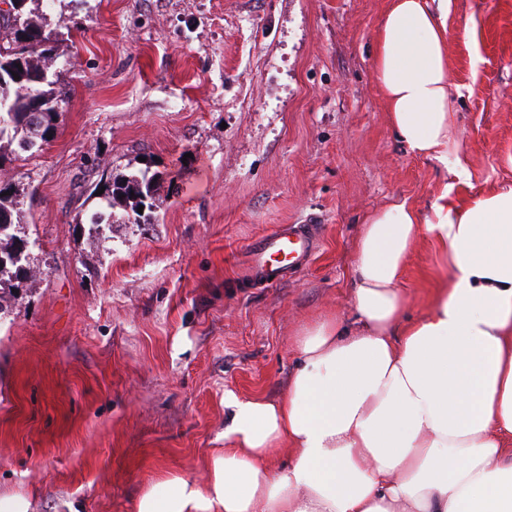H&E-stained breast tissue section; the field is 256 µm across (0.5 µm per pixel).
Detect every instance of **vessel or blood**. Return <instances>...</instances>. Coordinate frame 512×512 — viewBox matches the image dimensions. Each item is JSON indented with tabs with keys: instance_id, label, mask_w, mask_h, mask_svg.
<instances>
[{
	"instance_id": "1",
	"label": "vessel or blood",
	"mask_w": 512,
	"mask_h": 512,
	"mask_svg": "<svg viewBox=\"0 0 512 512\" xmlns=\"http://www.w3.org/2000/svg\"><path fill=\"white\" fill-rule=\"evenodd\" d=\"M316 230V225L299 224L257 239L246 255L249 277L262 285L288 280L299 266L308 262L316 244Z\"/></svg>"
}]
</instances>
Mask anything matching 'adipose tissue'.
<instances>
[{
  "label": "adipose tissue",
  "instance_id": "obj_1",
  "mask_svg": "<svg viewBox=\"0 0 512 512\" xmlns=\"http://www.w3.org/2000/svg\"><path fill=\"white\" fill-rule=\"evenodd\" d=\"M451 5L391 0L373 48L390 125L443 164ZM453 192L444 184L425 213L397 201L367 216L354 321L304 327L282 397L225 392L206 486L166 475L135 512H512V188L464 205ZM423 237L449 276L405 326L400 283Z\"/></svg>",
  "mask_w": 512,
  "mask_h": 512
}]
</instances>
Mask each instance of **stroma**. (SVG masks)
I'll use <instances>...</instances> for the list:
<instances>
[{"instance_id": "stroma-1", "label": "stroma", "mask_w": 512, "mask_h": 512, "mask_svg": "<svg viewBox=\"0 0 512 512\" xmlns=\"http://www.w3.org/2000/svg\"><path fill=\"white\" fill-rule=\"evenodd\" d=\"M390 0H56L71 95L55 138L23 154L42 275L0 315V493L30 512H134L174 472L205 485L224 393L281 395L305 323L353 318L366 216L512 188V0H454L455 151L412 155L390 126L370 47ZM162 177L149 224L89 238L86 187ZM316 224L289 282L254 285L259 236ZM447 275L431 241L407 259L404 319Z\"/></svg>"}]
</instances>
